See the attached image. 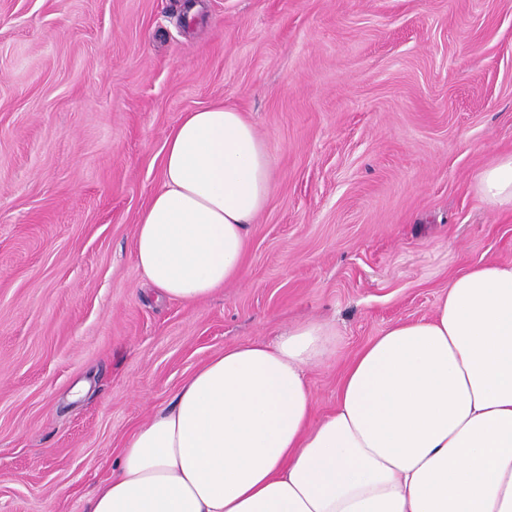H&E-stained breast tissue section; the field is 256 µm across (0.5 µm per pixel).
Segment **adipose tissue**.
Returning a JSON list of instances; mask_svg holds the SVG:
<instances>
[{
    "label": "adipose tissue",
    "instance_id": "adipose-tissue-1",
    "mask_svg": "<svg viewBox=\"0 0 512 512\" xmlns=\"http://www.w3.org/2000/svg\"><path fill=\"white\" fill-rule=\"evenodd\" d=\"M272 192L241 112L186 113L137 223L148 283L192 303L241 278L247 226ZM476 192L512 209V155L478 173ZM336 336L310 319L225 347L128 436L88 512H512V264L471 266L429 317L385 328L316 421L307 372Z\"/></svg>",
    "mask_w": 512,
    "mask_h": 512
}]
</instances>
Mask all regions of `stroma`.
<instances>
[{
    "instance_id": "obj_1",
    "label": "stroma",
    "mask_w": 512,
    "mask_h": 512,
    "mask_svg": "<svg viewBox=\"0 0 512 512\" xmlns=\"http://www.w3.org/2000/svg\"><path fill=\"white\" fill-rule=\"evenodd\" d=\"M0 0V512H85L128 433L224 347L323 319L315 414L451 276L512 263L475 191L512 154V0ZM224 102L274 190L245 275L157 299L134 256L169 131Z\"/></svg>"
}]
</instances>
